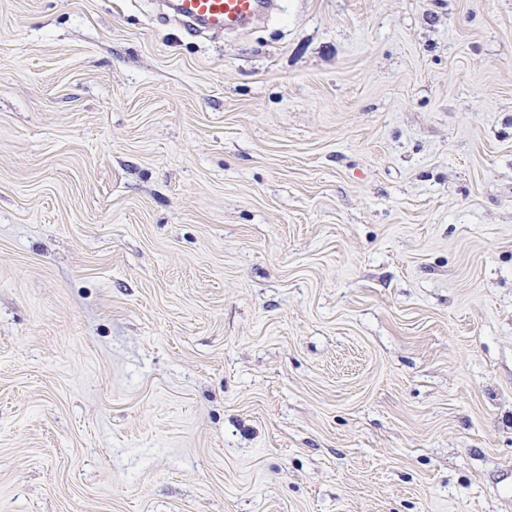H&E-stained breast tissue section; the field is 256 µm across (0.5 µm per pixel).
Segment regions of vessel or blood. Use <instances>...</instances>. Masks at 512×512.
Returning a JSON list of instances; mask_svg holds the SVG:
<instances>
[{
    "label": "vessel or blood",
    "instance_id": "obj_1",
    "mask_svg": "<svg viewBox=\"0 0 512 512\" xmlns=\"http://www.w3.org/2000/svg\"><path fill=\"white\" fill-rule=\"evenodd\" d=\"M271 0H175L176 19L189 31H235L263 13Z\"/></svg>",
    "mask_w": 512,
    "mask_h": 512
}]
</instances>
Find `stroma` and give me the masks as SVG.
Listing matches in <instances>:
<instances>
[{
  "instance_id": "obj_1",
  "label": "stroma",
  "mask_w": 512,
  "mask_h": 512,
  "mask_svg": "<svg viewBox=\"0 0 512 512\" xmlns=\"http://www.w3.org/2000/svg\"><path fill=\"white\" fill-rule=\"evenodd\" d=\"M0 0V512H512V0ZM273 3L271 0H176L174 16L189 31H235Z\"/></svg>"
}]
</instances>
